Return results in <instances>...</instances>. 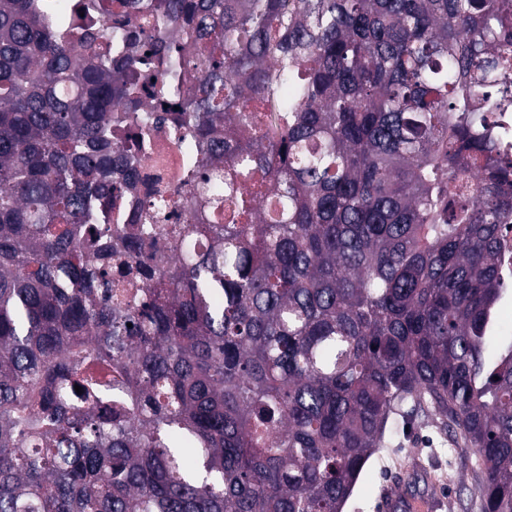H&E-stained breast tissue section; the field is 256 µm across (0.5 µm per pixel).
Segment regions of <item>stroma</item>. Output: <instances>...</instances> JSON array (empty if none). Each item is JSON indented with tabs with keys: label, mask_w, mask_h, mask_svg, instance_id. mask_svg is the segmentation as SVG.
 <instances>
[{
	"label": "stroma",
	"mask_w": 512,
	"mask_h": 512,
	"mask_svg": "<svg viewBox=\"0 0 512 512\" xmlns=\"http://www.w3.org/2000/svg\"><path fill=\"white\" fill-rule=\"evenodd\" d=\"M402 482L440 498V512H480L473 453L459 448L455 438L430 419L418 418L373 456L344 512H380L384 492Z\"/></svg>",
	"instance_id": "stroma-1"
}]
</instances>
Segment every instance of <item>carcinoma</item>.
<instances>
[{
	"label": "carcinoma",
	"instance_id": "1",
	"mask_svg": "<svg viewBox=\"0 0 512 512\" xmlns=\"http://www.w3.org/2000/svg\"><path fill=\"white\" fill-rule=\"evenodd\" d=\"M510 110L512 0H0V512H343L421 412L512 512ZM140 130L153 142V150L141 160V176L146 183L137 196V202H142L147 195V188L160 181L167 186L171 193H175L179 182L177 181L179 169L184 161L183 149L172 144L165 112H154V120ZM148 184V186H147Z\"/></svg>",
	"mask_w": 512,
	"mask_h": 512
}]
</instances>
